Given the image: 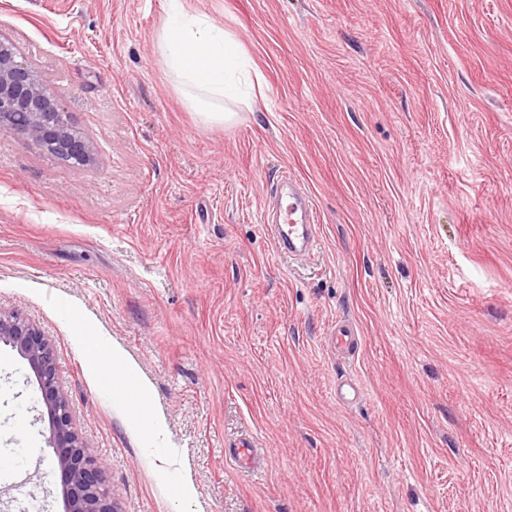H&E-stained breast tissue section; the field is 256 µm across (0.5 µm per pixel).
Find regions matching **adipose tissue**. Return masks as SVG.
Wrapping results in <instances>:
<instances>
[{"instance_id":"1","label":"adipose tissue","mask_w":512,"mask_h":512,"mask_svg":"<svg viewBox=\"0 0 512 512\" xmlns=\"http://www.w3.org/2000/svg\"><path fill=\"white\" fill-rule=\"evenodd\" d=\"M168 19L157 36L161 60L203 121L228 124V108L240 92L245 59L223 27L187 8L185 0H167Z\"/></svg>"}]
</instances>
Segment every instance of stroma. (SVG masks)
<instances>
[{"label":"stroma","mask_w":512,"mask_h":512,"mask_svg":"<svg viewBox=\"0 0 512 512\" xmlns=\"http://www.w3.org/2000/svg\"><path fill=\"white\" fill-rule=\"evenodd\" d=\"M186 5L261 75L230 124L158 56L165 0H0L95 157L0 131V309L54 344L123 512H512V0ZM287 178L302 263L264 229ZM93 338L150 383L153 453ZM36 390L0 343V512H64ZM283 197L277 203L276 212L269 223L275 247L288 257H297L317 249L319 225L316 212L308 197L290 182L288 203Z\"/></svg>","instance_id":"35a3bbf8"}]
</instances>
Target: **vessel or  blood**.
Listing matches in <instances>:
<instances>
[{"instance_id":"obj_1","label":"vessel or blood","mask_w":512,"mask_h":512,"mask_svg":"<svg viewBox=\"0 0 512 512\" xmlns=\"http://www.w3.org/2000/svg\"><path fill=\"white\" fill-rule=\"evenodd\" d=\"M270 231L275 247L289 256L297 257L317 249V215L299 187L289 186L288 202L277 207L271 218Z\"/></svg>"}]
</instances>
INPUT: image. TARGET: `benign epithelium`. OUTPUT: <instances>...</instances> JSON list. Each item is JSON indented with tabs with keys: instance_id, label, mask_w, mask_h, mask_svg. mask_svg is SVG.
Listing matches in <instances>:
<instances>
[{
	"instance_id": "7a95c632",
	"label": "benign epithelium",
	"mask_w": 512,
	"mask_h": 512,
	"mask_svg": "<svg viewBox=\"0 0 512 512\" xmlns=\"http://www.w3.org/2000/svg\"><path fill=\"white\" fill-rule=\"evenodd\" d=\"M0 131L24 133L62 162L85 166L91 142L69 126L58 94L8 39L0 38ZM0 342L27 360L46 408L48 443L53 449L65 512H119L97 449L78 435L68 393L61 383L52 344L38 326L0 310Z\"/></svg>"
}]
</instances>
